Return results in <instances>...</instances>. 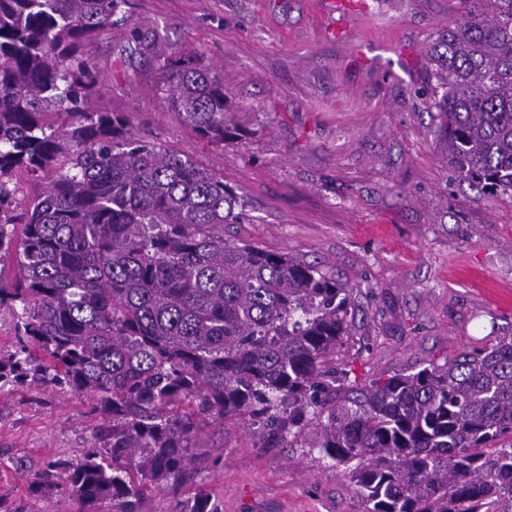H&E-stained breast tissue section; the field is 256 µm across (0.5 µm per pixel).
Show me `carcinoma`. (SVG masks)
I'll use <instances>...</instances> for the list:
<instances>
[{
  "instance_id": "obj_1",
  "label": "carcinoma",
  "mask_w": 512,
  "mask_h": 512,
  "mask_svg": "<svg viewBox=\"0 0 512 512\" xmlns=\"http://www.w3.org/2000/svg\"><path fill=\"white\" fill-rule=\"evenodd\" d=\"M125 0H0V302L21 305L11 376L96 401L97 452L65 491L119 512L196 468L201 427L237 417L285 439L311 423L366 512H512V338L374 382L350 404L317 393L350 335L355 288L290 254L224 238L244 200L224 178L97 112L81 50ZM427 49L448 164L512 191V0H462ZM169 105L209 144L231 136L224 81L189 55ZM60 117L56 126L46 120ZM55 175L16 214L15 173Z\"/></svg>"
}]
</instances>
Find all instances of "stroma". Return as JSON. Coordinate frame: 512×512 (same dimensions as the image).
I'll return each instance as SVG.
<instances>
[{"mask_svg":"<svg viewBox=\"0 0 512 512\" xmlns=\"http://www.w3.org/2000/svg\"><path fill=\"white\" fill-rule=\"evenodd\" d=\"M126 20L84 49L90 106L137 137L223 176L246 203L225 238L293 254L355 285L351 334L332 361L347 401L372 381L442 365L512 336V196L461 178L429 106L426 47L460 0H126ZM195 53L224 81L231 138L204 142L168 104L163 65ZM92 398L0 383V512H78L65 463L92 452ZM315 426L273 442L236 420L197 436L199 467L137 512H365ZM57 465L54 486L31 494Z\"/></svg>","mask_w":512,"mask_h":512,"instance_id":"35a3bbf8","label":"stroma"}]
</instances>
